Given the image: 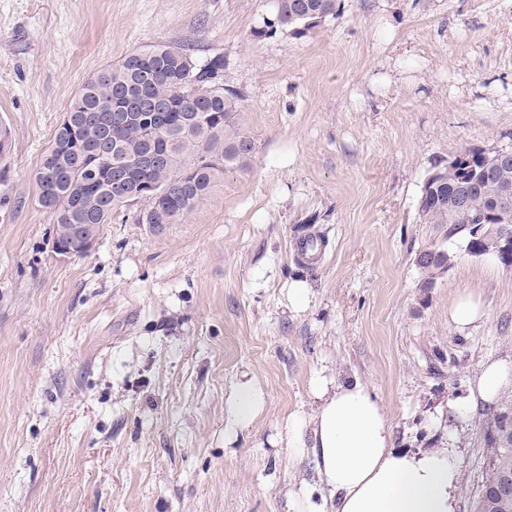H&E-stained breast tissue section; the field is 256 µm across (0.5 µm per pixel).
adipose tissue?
I'll return each mask as SVG.
<instances>
[{"label": "adipose tissue", "instance_id": "adipose-tissue-1", "mask_svg": "<svg viewBox=\"0 0 512 512\" xmlns=\"http://www.w3.org/2000/svg\"><path fill=\"white\" fill-rule=\"evenodd\" d=\"M512 382V368L486 363L460 408L489 403ZM313 413L288 419L285 442L291 455L312 450L320 490L295 493L293 512H459L461 459L453 448H397L383 403L359 379L312 382ZM263 406L253 381L236 385L229 397L226 436L246 428Z\"/></svg>", "mask_w": 512, "mask_h": 512}]
</instances>
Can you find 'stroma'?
Here are the masks:
<instances>
[{"label":"stroma","instance_id":"obj_1","mask_svg":"<svg viewBox=\"0 0 512 512\" xmlns=\"http://www.w3.org/2000/svg\"><path fill=\"white\" fill-rule=\"evenodd\" d=\"M337 7L266 35L273 0H0V512H291L320 478L281 434L324 370L382 400L396 447L457 449L473 512L491 409L457 407L486 361L512 365V266L417 206L461 147L512 148V0ZM163 43L223 57L255 151L181 223L123 208L61 256L41 156L90 78ZM307 224L328 246L296 311ZM427 249L455 259L425 290ZM463 295L484 309L466 332L448 317ZM245 377L264 406L228 443Z\"/></svg>","mask_w":512,"mask_h":512}]
</instances>
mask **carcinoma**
Instances as JSON below:
<instances>
[{
    "instance_id": "1",
    "label": "carcinoma",
    "mask_w": 512,
    "mask_h": 512,
    "mask_svg": "<svg viewBox=\"0 0 512 512\" xmlns=\"http://www.w3.org/2000/svg\"><path fill=\"white\" fill-rule=\"evenodd\" d=\"M274 18L263 33L277 29L311 30L336 15V0H275ZM132 119L112 120L115 108ZM238 96L224 87V58L202 64L185 45L167 44L127 55L121 63L88 80L55 129L53 141L36 171L38 203L54 224L53 241H62L94 225L99 231L112 212L144 203L136 214L139 224L159 231L190 215L229 167H243L255 150L252 137L237 119ZM77 125V141L70 124ZM154 151L163 158L149 172L133 169L139 156ZM464 168L444 165L439 175L422 186L418 216L424 224H446L448 234L467 239L468 251L487 253V247L466 234L476 221L512 226V208L492 206L500 188L512 183V164H498L494 152L465 146ZM324 235L313 232L298 240L300 252H322ZM445 250L420 252L416 265L421 287L432 288L437 269L449 266ZM497 439L489 448L492 465L486 469L488 495L475 502L474 512H512V399L490 418Z\"/></svg>"
}]
</instances>
